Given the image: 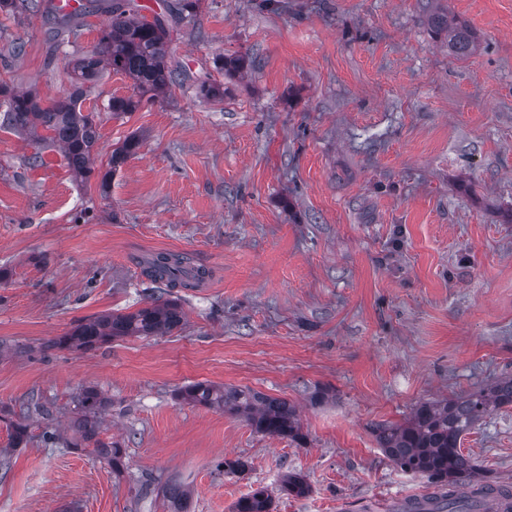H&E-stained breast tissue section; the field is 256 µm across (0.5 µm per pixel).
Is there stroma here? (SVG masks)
Instances as JSON below:
<instances>
[{
    "instance_id": "35a3bbf8",
    "label": "stroma",
    "mask_w": 512,
    "mask_h": 512,
    "mask_svg": "<svg viewBox=\"0 0 512 512\" xmlns=\"http://www.w3.org/2000/svg\"><path fill=\"white\" fill-rule=\"evenodd\" d=\"M437 13L471 26L474 54L449 53ZM108 18L60 33L0 11V83L65 94ZM237 57L243 69L221 71ZM168 65L179 83L133 112L107 110L132 94L125 75L89 89L90 180L0 127V512H170L174 482L186 512H232L261 487L272 512H396L431 495L374 429L512 374V0H202L174 24ZM204 80L223 98H203ZM132 135L137 154L111 169ZM159 252L205 272L172 291L181 329L56 347L84 319L149 305ZM202 381L287 399L303 440L177 399ZM87 388L110 400L121 472L47 438L71 436ZM319 389L331 397L312 404ZM461 450L512 486V407ZM237 457L247 469L225 473ZM292 472L307 496L282 492Z\"/></svg>"
}]
</instances>
